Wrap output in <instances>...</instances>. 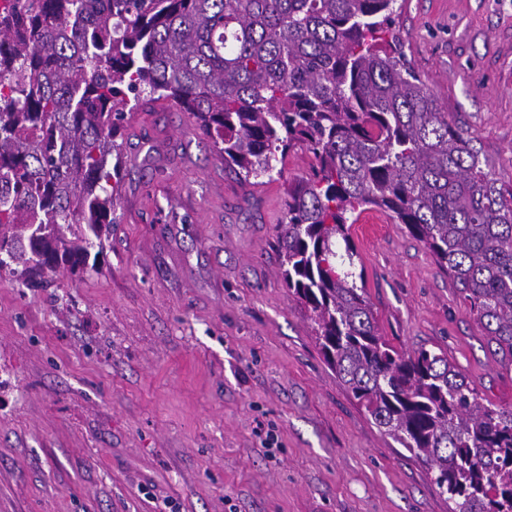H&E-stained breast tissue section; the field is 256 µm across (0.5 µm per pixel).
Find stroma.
Instances as JSON below:
<instances>
[{"mask_svg": "<svg viewBox=\"0 0 512 512\" xmlns=\"http://www.w3.org/2000/svg\"><path fill=\"white\" fill-rule=\"evenodd\" d=\"M396 8L415 71L512 182V0ZM122 150L95 269L0 275V512H448L288 296L279 227L311 156L246 184L179 105L144 100ZM350 235L382 333L512 406V368L422 244L401 224Z\"/></svg>", "mask_w": 512, "mask_h": 512, "instance_id": "stroma-1", "label": "stroma"}]
</instances>
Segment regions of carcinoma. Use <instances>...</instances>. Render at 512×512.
I'll use <instances>...</instances> for the list:
<instances>
[{
	"label": "carcinoma",
	"mask_w": 512,
	"mask_h": 512,
	"mask_svg": "<svg viewBox=\"0 0 512 512\" xmlns=\"http://www.w3.org/2000/svg\"><path fill=\"white\" fill-rule=\"evenodd\" d=\"M395 0H0V271L88 272L131 101H173L241 180L293 149L282 276L327 365L427 467L450 512H512V408L447 354L399 349L353 271L369 209L419 240L512 363V186L483 168L402 49Z\"/></svg>",
	"instance_id": "cac0c4a2"
}]
</instances>
